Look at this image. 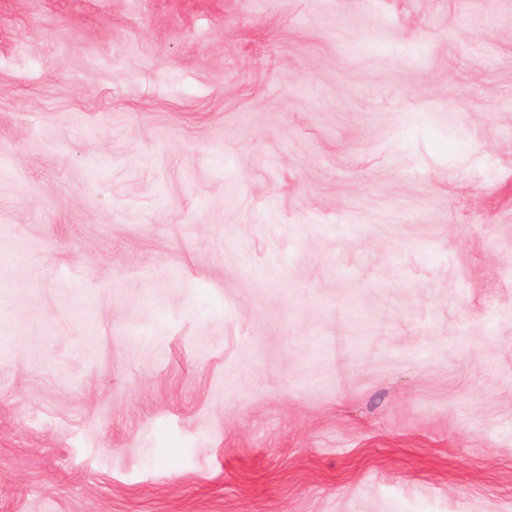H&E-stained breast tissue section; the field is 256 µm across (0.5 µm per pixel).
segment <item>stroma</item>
<instances>
[{
  "mask_svg": "<svg viewBox=\"0 0 512 512\" xmlns=\"http://www.w3.org/2000/svg\"><path fill=\"white\" fill-rule=\"evenodd\" d=\"M0 512H512V0H0Z\"/></svg>",
  "mask_w": 512,
  "mask_h": 512,
  "instance_id": "obj_1",
  "label": "stroma"
}]
</instances>
